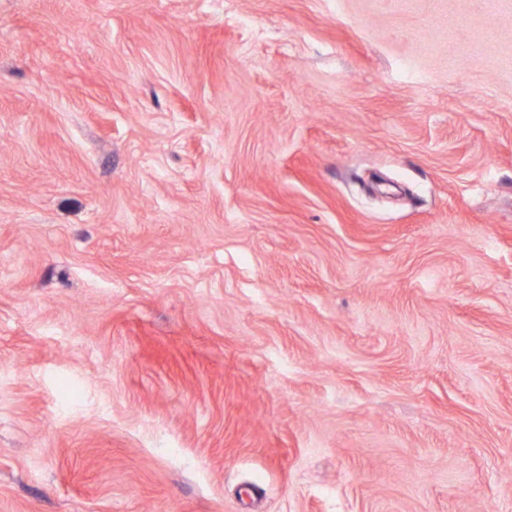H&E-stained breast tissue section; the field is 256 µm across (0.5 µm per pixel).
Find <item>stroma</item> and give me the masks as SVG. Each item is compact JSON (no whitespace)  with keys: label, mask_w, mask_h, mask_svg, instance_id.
Segmentation results:
<instances>
[{"label":"stroma","mask_w":512,"mask_h":512,"mask_svg":"<svg viewBox=\"0 0 512 512\" xmlns=\"http://www.w3.org/2000/svg\"><path fill=\"white\" fill-rule=\"evenodd\" d=\"M0 512H512V0H0Z\"/></svg>","instance_id":"35a3bbf8"}]
</instances>
